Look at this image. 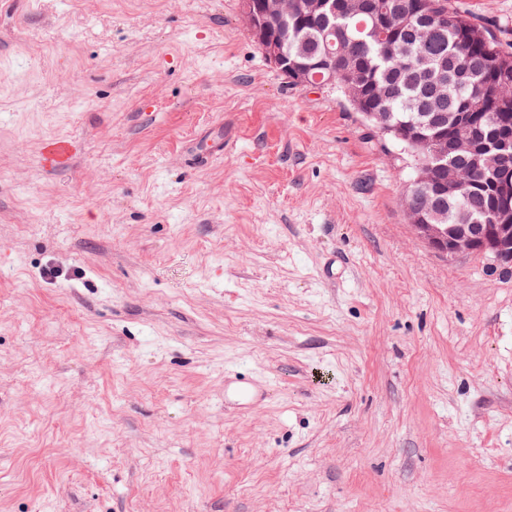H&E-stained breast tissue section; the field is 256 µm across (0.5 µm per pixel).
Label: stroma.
<instances>
[{
	"label": "stroma",
	"instance_id": "stroma-1",
	"mask_svg": "<svg viewBox=\"0 0 512 512\" xmlns=\"http://www.w3.org/2000/svg\"><path fill=\"white\" fill-rule=\"evenodd\" d=\"M412 178L240 0H0V512H512V271Z\"/></svg>",
	"mask_w": 512,
	"mask_h": 512
}]
</instances>
